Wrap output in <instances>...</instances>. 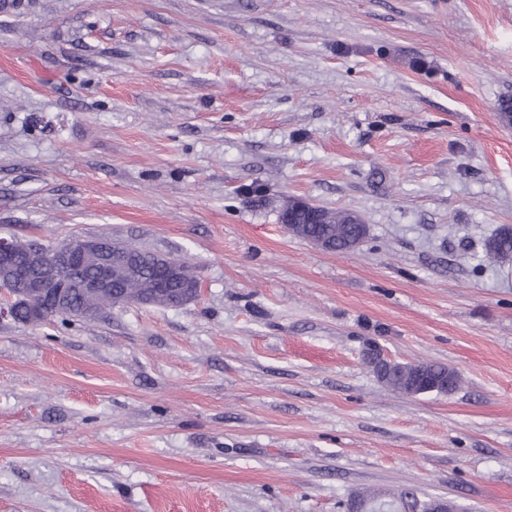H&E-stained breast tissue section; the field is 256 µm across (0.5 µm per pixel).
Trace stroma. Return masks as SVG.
Returning <instances> with one entry per match:
<instances>
[{"mask_svg":"<svg viewBox=\"0 0 512 512\" xmlns=\"http://www.w3.org/2000/svg\"><path fill=\"white\" fill-rule=\"evenodd\" d=\"M512 0H21L0 237L109 236L198 297L0 317V512H512ZM359 216L330 253L280 222ZM447 365L410 397L364 362ZM486 255L491 260H506L512 257V228L500 229L486 244ZM173 263L178 267V274L176 279V272L174 269L163 263L162 261L156 264V270L158 277L155 281V289L157 295H163V292L168 289L170 282L171 288L174 292L181 291L185 286H196L198 283V277L193 272L191 266L184 260L176 257H171Z\"/></svg>","mask_w":512,"mask_h":512,"instance_id":"35a3bbf8","label":"stroma"}]
</instances>
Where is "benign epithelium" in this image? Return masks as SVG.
Here are the masks:
<instances>
[{
  "instance_id": "1",
  "label": "benign epithelium",
  "mask_w": 512,
  "mask_h": 512,
  "mask_svg": "<svg viewBox=\"0 0 512 512\" xmlns=\"http://www.w3.org/2000/svg\"><path fill=\"white\" fill-rule=\"evenodd\" d=\"M108 239L101 236L75 237L55 246L46 247L31 243L23 251L13 239L0 238V271L6 280L0 279V292L5 303L0 305V316L16 313L18 297L6 283L21 282L29 289L30 319L40 323L49 315L70 309L74 290L104 291L112 287L115 279L130 271L129 259L108 250ZM95 268L93 274L74 281L66 273L72 269ZM158 277L156 294L168 289L176 272L163 262L156 264Z\"/></svg>"
}]
</instances>
